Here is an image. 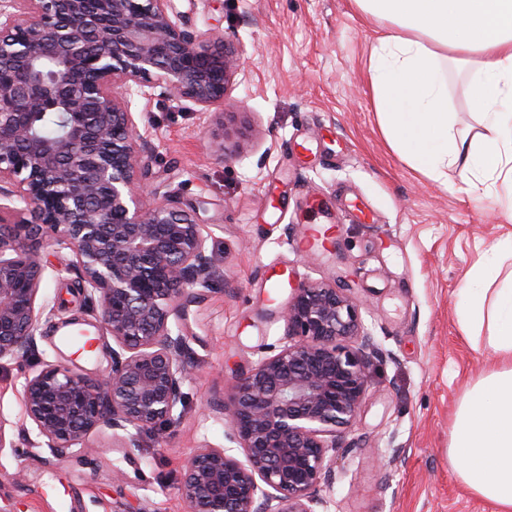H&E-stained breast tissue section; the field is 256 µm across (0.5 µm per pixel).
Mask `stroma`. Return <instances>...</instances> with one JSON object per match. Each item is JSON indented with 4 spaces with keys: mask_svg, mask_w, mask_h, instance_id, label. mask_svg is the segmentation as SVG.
<instances>
[{
    "mask_svg": "<svg viewBox=\"0 0 512 512\" xmlns=\"http://www.w3.org/2000/svg\"><path fill=\"white\" fill-rule=\"evenodd\" d=\"M202 38L223 35L242 64L224 98L226 120L249 142L217 141V120L192 102L135 99L148 126L150 168L195 208L222 282L199 289L180 322L195 365L186 408L160 443L117 448L111 431L95 453L36 447L24 417L27 376L59 357L70 320L95 322L71 292L72 254L44 242L36 355L0 367V512H185L177 482L198 448L224 445L219 403L284 334L281 305L298 282L335 281L360 304L384 357L336 456L326 512H494L458 480L448 459L454 415L491 363L459 322L462 290L481 256L512 237L505 196L460 193L463 175L422 177L384 137L367 81L374 32L349 0H175Z\"/></svg>",
    "mask_w": 512,
    "mask_h": 512,
    "instance_id": "35a3bbf8",
    "label": "stroma"
}]
</instances>
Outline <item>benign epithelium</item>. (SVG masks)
Instances as JSON below:
<instances>
[{
	"mask_svg": "<svg viewBox=\"0 0 512 512\" xmlns=\"http://www.w3.org/2000/svg\"><path fill=\"white\" fill-rule=\"evenodd\" d=\"M240 62L188 30L173 0H0V362L37 346L45 239L72 252L79 292L97 302L111 359L101 379L45 362L24 414L61 453L103 428L162 440L186 405L193 366L183 300L223 274L196 211L146 184L152 144L131 112L149 91L204 110L224 103ZM52 115L61 133L45 138ZM158 199L144 207L143 196ZM285 334L224 393L227 448H198L178 491L187 512H320L333 453L356 421L377 353L359 303L329 282L300 283Z\"/></svg>",
	"mask_w": 512,
	"mask_h": 512,
	"instance_id": "benign-epithelium-1",
	"label": "benign epithelium"
}]
</instances>
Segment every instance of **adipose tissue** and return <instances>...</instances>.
<instances>
[{"instance_id": "1", "label": "adipose tissue", "mask_w": 512, "mask_h": 512, "mask_svg": "<svg viewBox=\"0 0 512 512\" xmlns=\"http://www.w3.org/2000/svg\"><path fill=\"white\" fill-rule=\"evenodd\" d=\"M378 36L368 76L379 125L416 171L464 172L474 198L512 190V0H350ZM464 77L480 109L476 134L453 132L448 74ZM461 315L486 332L493 366L461 399L448 439L458 479L497 512H512V273L499 258L474 266Z\"/></svg>"}]
</instances>
